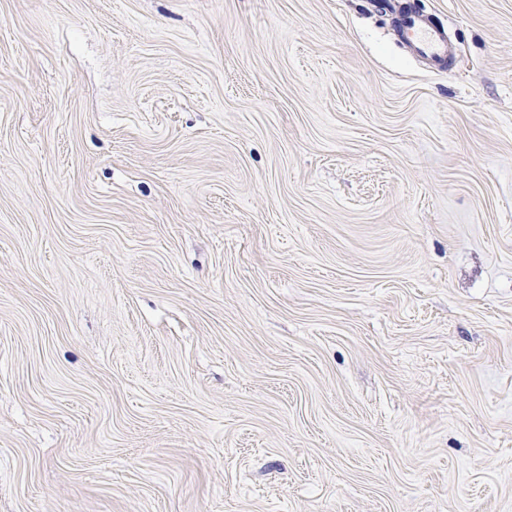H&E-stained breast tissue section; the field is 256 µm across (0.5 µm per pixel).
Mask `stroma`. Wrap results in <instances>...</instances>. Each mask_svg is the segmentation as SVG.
<instances>
[{"mask_svg":"<svg viewBox=\"0 0 512 512\" xmlns=\"http://www.w3.org/2000/svg\"><path fill=\"white\" fill-rule=\"evenodd\" d=\"M0 0V512H512V0ZM403 39L412 51L438 70L451 64L454 50L444 28L435 26L422 13L407 10L400 20Z\"/></svg>","mask_w":512,"mask_h":512,"instance_id":"1","label":"stroma"}]
</instances>
